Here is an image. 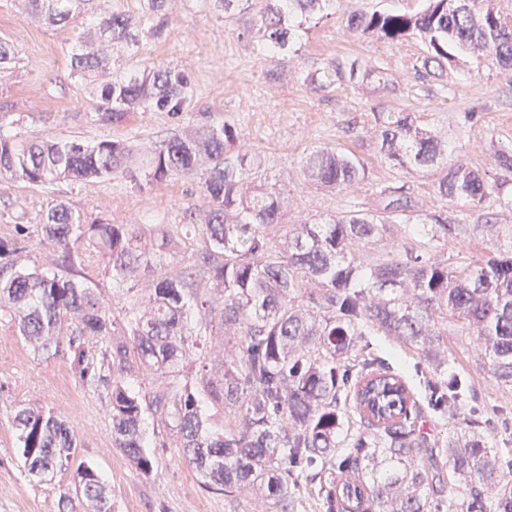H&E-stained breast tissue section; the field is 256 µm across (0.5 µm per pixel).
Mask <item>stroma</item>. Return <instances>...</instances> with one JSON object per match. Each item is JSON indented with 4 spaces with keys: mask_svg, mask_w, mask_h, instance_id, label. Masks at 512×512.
Instances as JSON below:
<instances>
[{
    "mask_svg": "<svg viewBox=\"0 0 512 512\" xmlns=\"http://www.w3.org/2000/svg\"><path fill=\"white\" fill-rule=\"evenodd\" d=\"M422 5V0H333L329 16L312 20L300 56L272 57L260 51L250 33L253 11L226 14L212 0H172L163 36L144 40L135 57L114 55L112 64L124 70H184L190 80L186 110L176 118L136 112L124 125L112 126L97 121L89 85L71 72L77 27L46 26L23 10L22 0H0V40L17 49L11 74L0 84V128L62 142L122 139L131 146L130 165L138 171L154 142L199 122L226 121L235 125L241 143L260 155L267 172L287 183L291 201L285 221L301 224L345 213L357 203L373 204L383 186L410 187L421 202L438 206L433 172L400 170L376 149L375 114L405 111L447 133L456 158L511 195L512 174L496 166L494 152L512 144V76L489 61L462 56L451 77L425 79L419 69L425 53L421 41L387 43L354 34L345 24L359 11L415 12ZM336 60L378 69L388 84L324 94L298 83L295 68L314 70ZM316 147L351 150L364 160L366 179L344 192L310 188L299 161ZM60 200L80 213L121 224L159 219L176 224L184 208L203 204L194 174L153 186L126 177L47 188L5 181L0 182V238L14 234L16 216L38 223ZM371 349L414 387L422 407L417 428L440 437L455 422L469 419L492 446L512 448V390L478 370L471 351L456 340H449L448 356L471 384L472 398L464 405L434 406L424 389L425 364L394 338L374 337ZM110 393L103 382L81 379L68 349L49 359L39 356L9 320H0V512H58L59 496L72 481L68 471L43 481L27 473L11 423L21 405L70 419L77 458L108 483L114 512H232L223 495L200 487L163 425L147 422L154 470L149 475L137 470L112 443Z\"/></svg>",
    "mask_w": 512,
    "mask_h": 512,
    "instance_id": "obj_1",
    "label": "stroma"
}]
</instances>
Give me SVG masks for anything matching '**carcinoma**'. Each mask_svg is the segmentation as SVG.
<instances>
[{
    "label": "carcinoma",
    "mask_w": 512,
    "mask_h": 512,
    "mask_svg": "<svg viewBox=\"0 0 512 512\" xmlns=\"http://www.w3.org/2000/svg\"><path fill=\"white\" fill-rule=\"evenodd\" d=\"M167 0H147L138 16L106 11L97 0H25L33 19L49 26L80 23L73 72L95 80L99 122L119 126L133 112H184L189 78L172 67L140 72L111 66L116 51L139 50L133 29L151 38L165 31ZM331 0H258L253 30L261 51L298 54L307 22ZM416 12H359L350 31L390 43L422 41L425 75L447 76L448 45L512 69V20L495 0H423ZM315 92L356 83L354 68L332 62L300 73ZM378 150L401 169L439 172L435 194L483 211L464 224L444 209H425L409 188L385 187L374 208H355L314 224H286L288 187L272 181L257 155L238 148L234 125L203 123L155 142L148 185L183 174L199 176L206 207L189 206L178 224H114L88 219L59 201L42 215V240L60 255L41 273L17 268L31 247L27 227L0 239V314L50 355L65 343L80 376L96 372L92 345L105 346L112 367V442L139 471H153L146 413L160 419L182 449L201 487L230 503L261 500L264 512H297L290 482L319 481L325 512H512V457L489 444L471 423L442 438L417 428L414 394L402 377L368 351L370 336H392L427 365L430 390L459 404L467 380L448 372V335L474 343L479 367L512 389V241L484 256L456 260L448 242L493 231L496 209L512 196L463 165L448 166L449 139L406 112L374 116ZM121 140L91 146L0 132V176L29 184L134 177ZM314 188L341 192L365 178L353 153L320 148L301 161ZM397 223L406 240L376 258L356 248L379 240ZM196 242L192 263L172 268L180 238ZM108 259L112 292L124 300L122 326L95 292L77 281L86 259ZM151 270L154 278L140 283ZM223 346L220 374L208 371L202 337ZM198 369L141 397L128 373L159 379ZM224 429H210L211 412ZM12 425L24 467L45 477L75 464L72 493L59 512H112L102 477L74 463L76 435L51 412L20 406Z\"/></svg>",
    "instance_id": "cac0c4a2"
}]
</instances>
